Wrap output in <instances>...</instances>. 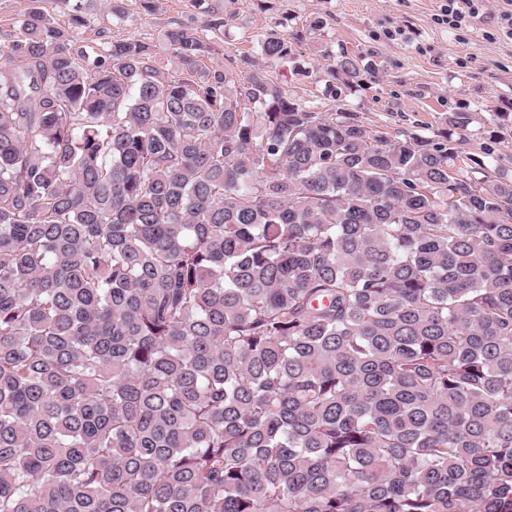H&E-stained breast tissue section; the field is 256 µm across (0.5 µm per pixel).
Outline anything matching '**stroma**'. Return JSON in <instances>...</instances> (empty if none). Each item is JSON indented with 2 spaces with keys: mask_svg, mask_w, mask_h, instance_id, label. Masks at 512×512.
Segmentation results:
<instances>
[{
  "mask_svg": "<svg viewBox=\"0 0 512 512\" xmlns=\"http://www.w3.org/2000/svg\"><path fill=\"white\" fill-rule=\"evenodd\" d=\"M444 0H124V17L101 13L80 30L81 43L99 33L159 46L164 68L174 62L162 46L166 30L188 27L209 42L210 68L246 71L260 57L268 32L291 42L293 59L277 67L283 86L321 112L346 111L390 134L437 138L451 112L474 122L463 155L512 173V39L495 33L486 15L459 29L440 19ZM228 23L213 30L209 20ZM358 59L359 83L347 85L331 70L341 55Z\"/></svg>",
  "mask_w": 512,
  "mask_h": 512,
  "instance_id": "stroma-1",
  "label": "stroma"
}]
</instances>
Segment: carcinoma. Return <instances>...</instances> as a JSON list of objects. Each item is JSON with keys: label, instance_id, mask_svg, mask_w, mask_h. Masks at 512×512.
<instances>
[{"label": "carcinoma", "instance_id": "cac0c4a2", "mask_svg": "<svg viewBox=\"0 0 512 512\" xmlns=\"http://www.w3.org/2000/svg\"><path fill=\"white\" fill-rule=\"evenodd\" d=\"M0 49V512H512V175L209 46ZM334 74L353 84L355 59Z\"/></svg>", "mask_w": 512, "mask_h": 512}]
</instances>
